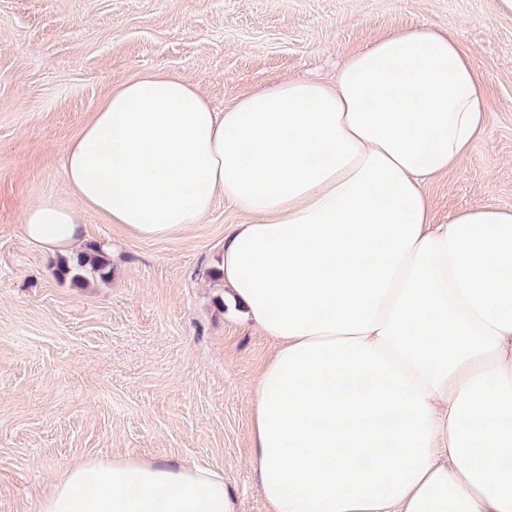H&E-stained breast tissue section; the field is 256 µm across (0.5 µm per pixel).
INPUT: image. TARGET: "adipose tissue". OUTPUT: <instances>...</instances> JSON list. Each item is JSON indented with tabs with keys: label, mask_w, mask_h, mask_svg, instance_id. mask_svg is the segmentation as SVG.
<instances>
[{
	"label": "adipose tissue",
	"mask_w": 512,
	"mask_h": 512,
	"mask_svg": "<svg viewBox=\"0 0 512 512\" xmlns=\"http://www.w3.org/2000/svg\"><path fill=\"white\" fill-rule=\"evenodd\" d=\"M459 43L400 28L332 83L288 81L215 111L178 74L116 85L72 140L73 199L23 236L65 252L80 209L142 237L247 216L224 283L274 343L253 398L269 512H512V209L437 223L426 183L486 121ZM40 512H238L223 475L126 456L63 469Z\"/></svg>",
	"instance_id": "ef3b65f1"
}]
</instances>
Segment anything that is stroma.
<instances>
[{"label": "stroma", "instance_id": "obj_1", "mask_svg": "<svg viewBox=\"0 0 512 512\" xmlns=\"http://www.w3.org/2000/svg\"><path fill=\"white\" fill-rule=\"evenodd\" d=\"M431 25L487 88L469 152L425 192L438 222L512 208V12L499 0H0V512H38L66 465L112 455L223 472L239 512H267L249 464L272 341L224 294L217 200L184 235L145 238L88 210L79 249L112 246L109 281L55 275L20 224L68 194L71 140L113 85L176 73L216 109L285 80L333 81L388 31Z\"/></svg>", "mask_w": 512, "mask_h": 512}]
</instances>
